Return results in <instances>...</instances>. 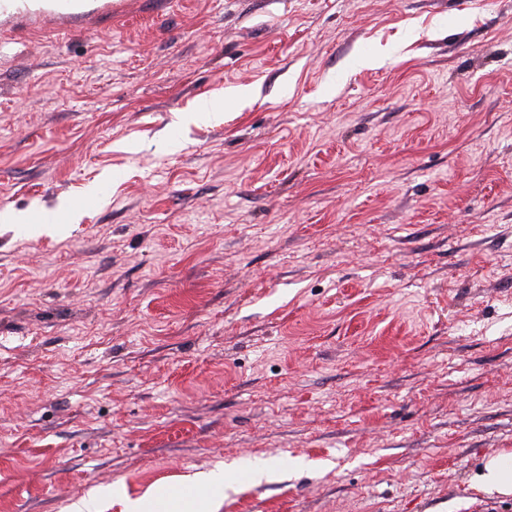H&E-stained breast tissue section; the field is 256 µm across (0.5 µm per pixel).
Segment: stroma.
Here are the masks:
<instances>
[{"label": "stroma", "instance_id": "35a3bbf8", "mask_svg": "<svg viewBox=\"0 0 512 512\" xmlns=\"http://www.w3.org/2000/svg\"><path fill=\"white\" fill-rule=\"evenodd\" d=\"M501 452L512 0L0 19V512H512ZM474 488L489 494L512 496V453L488 458L476 479ZM229 482L224 480V470L204 472L195 475L194 487L219 489L218 494L211 496H185L172 491H158L148 508H141L138 503L129 505V512H172L176 509L183 512H218L223 487L227 489Z\"/></svg>", "mask_w": 512, "mask_h": 512}]
</instances>
